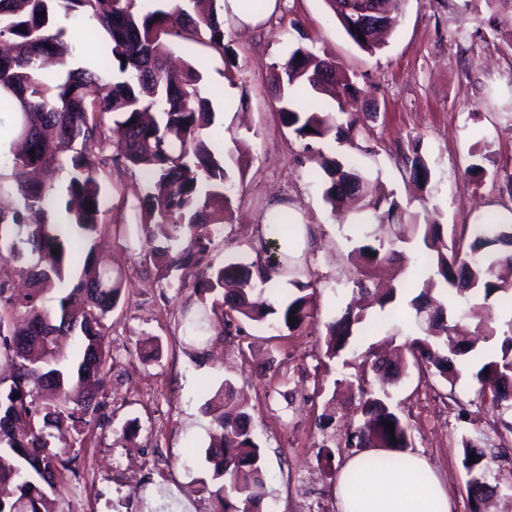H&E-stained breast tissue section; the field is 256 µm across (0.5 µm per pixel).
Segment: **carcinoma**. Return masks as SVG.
Returning <instances> with one entry per match:
<instances>
[{"instance_id":"1","label":"carcinoma","mask_w":512,"mask_h":512,"mask_svg":"<svg viewBox=\"0 0 512 512\" xmlns=\"http://www.w3.org/2000/svg\"><path fill=\"white\" fill-rule=\"evenodd\" d=\"M195 17L184 5L143 9L136 0H0V112L16 114L13 127L21 137L23 127L31 136L24 152L12 159L13 184L19 204L0 210V355L10 359L13 371L0 379V512H57L56 502L70 478L79 473L77 456L54 446L55 433L67 432L64 446L84 445L95 424L101 393L111 370L110 356L102 349L107 335L108 314L117 306L121 284L112 279L93 249L72 244V230L89 242L105 232L102 222L103 193L99 179L85 169V156L108 145L136 169L151 186L141 200V224L157 260L167 267L193 269L194 288L212 298L209 320L212 342L242 324L262 325L267 316L279 314L269 328L294 332L315 319L317 307L307 284L294 280L295 291L280 303V309L264 294L277 278L305 275L288 268V262L264 261L260 250L251 262L206 263L213 225L224 222L234 184L227 167L243 172V159L224 152V131L214 127V112L200 96L199 68L188 62L170 70L166 59L176 41H193L224 58L230 48L224 43V5ZM384 22L394 19L405 0H375ZM345 34L362 51L373 55L382 49L378 39L354 30L355 12L339 11L336 0H326ZM82 15L106 35L99 49L102 63L90 61L68 72L60 83L43 73L44 61L55 58L62 65L79 49L65 41L61 21ZM298 38L272 82L277 91L280 124L313 153L316 167L311 175H326L325 202L335 208L346 199L360 203L362 215L381 226H403L411 237L421 238L423 250L415 272L406 280L385 288H370L373 269L392 256L394 240L374 237L363 240L350 253L353 283L361 292L374 291L382 311L394 313L402 304L415 311L416 329L405 335L403 325L376 322L372 328L387 336H405L404 346L418 372L454 376L458 359L478 350L488 352L476 373L478 395L491 391L492 405L501 414L512 413V317L502 329L486 325L475 299L495 297L512 311V283L498 270H512V224L496 218L471 225L466 247L448 244L443 225L421 224L398 218L399 203L388 196H375L370 180L357 159L324 155L320 145L333 138L354 144L371 131L376 114L358 112L351 102L361 90L336 64L317 55ZM119 75L107 82L103 72ZM311 99L308 108L297 105L300 93ZM329 96L335 112L323 111L320 96ZM311 131H306V128ZM68 153L71 178L67 192L77 207L65 205L68 220H57L59 202L51 180ZM404 164L412 181L424 187L432 170L414 141ZM295 219L288 209L269 216L260 243L286 242ZM59 254H53V250ZM36 264L27 267L29 257ZM97 266L94 276L73 282L66 271L76 263ZM25 275L30 287L23 293L10 288L13 274ZM417 292L412 299L406 295ZM464 300L467 314L477 320L469 343H450L446 320L448 303ZM296 324L289 323V317ZM365 316L346 308L326 324L323 356L336 358L349 344L353 327ZM78 336L70 353L58 343L65 334ZM371 370L380 374L382 385L392 383L401 368L387 369L374 360ZM219 436L205 449L212 465L200 479L202 491L218 505V512H263L270 492L263 449L250 429L247 407L235 397L230 381H224L206 402ZM361 419L348 435V446L358 450L377 448L386 455L371 460L386 465L397 460L394 453L409 446L407 423L390 410L379 394L365 392ZM394 424V430L387 425ZM461 463L466 473L483 487L512 494V477L499 471L496 444L487 433L461 439ZM475 462L469 463V455Z\"/></svg>"}]
</instances>
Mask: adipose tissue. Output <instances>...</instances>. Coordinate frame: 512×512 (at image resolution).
Returning a JSON list of instances; mask_svg holds the SVG:
<instances>
[{
  "instance_id": "1",
  "label": "adipose tissue",
  "mask_w": 512,
  "mask_h": 512,
  "mask_svg": "<svg viewBox=\"0 0 512 512\" xmlns=\"http://www.w3.org/2000/svg\"><path fill=\"white\" fill-rule=\"evenodd\" d=\"M375 450L347 460L336 482L340 512H452V502L427 459L417 452L402 454L390 467L373 468ZM358 474L357 495H350L347 480Z\"/></svg>"
}]
</instances>
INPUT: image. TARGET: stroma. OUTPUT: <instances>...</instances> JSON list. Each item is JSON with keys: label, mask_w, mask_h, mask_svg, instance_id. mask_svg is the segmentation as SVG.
<instances>
[{"label": "stroma", "mask_w": 512, "mask_h": 512, "mask_svg": "<svg viewBox=\"0 0 512 512\" xmlns=\"http://www.w3.org/2000/svg\"><path fill=\"white\" fill-rule=\"evenodd\" d=\"M300 31L319 55L353 76L366 108L376 113L357 158L380 191L409 204L417 221L430 217L444 224L452 239L489 215L512 217V197L505 190L512 174V16L493 14L486 0H405L387 46L373 55L348 38L325 0H279L278 10L258 28L225 29L248 94L240 111L224 109L220 56L196 43L177 45L176 61L202 64L201 94L224 128L225 148L242 138L248 162L235 180L231 210L214 237L210 260L254 258L263 213L287 202L296 218L287 254L305 270L318 314L278 338L257 327L201 354L184 345L183 316L199 310L203 299L183 272L148 255L139 209L147 186L139 173L122 158L105 165L101 153H94L90 166L104 191L103 219L125 218L119 231L104 233L97 254L111 264L123 293L104 339L112 357L104 405L90 444L77 451L81 476L70 482L58 512H126L129 484L136 489L138 512H215L216 503L198 485L206 475L211 430L201 384L217 387L227 379L248 404L276 512H337L334 471L352 454L345 438L357 416L348 412L325 427L319 416L334 380L353 379L365 352L384 338H354L325 369V325L353 298L349 251L379 227L355 225L353 212L332 211L322 182L309 175V153L278 120L271 75ZM415 139L433 170L423 189L403 166V153ZM477 149L490 161L486 174L474 178L466 168ZM149 337L161 349L147 360L138 344ZM482 363V356L471 357L451 383L436 376L420 379L410 367L386 388L390 407L409 424L413 450L431 464L454 512H470L462 436L501 430L499 410L478 394L475 374ZM287 390L293 403L282 398ZM324 443L334 452L329 472L317 467Z\"/></svg>", "instance_id": "stroma-1"}]
</instances>
